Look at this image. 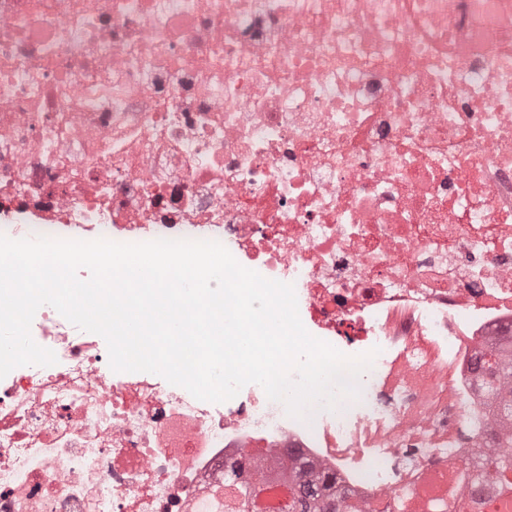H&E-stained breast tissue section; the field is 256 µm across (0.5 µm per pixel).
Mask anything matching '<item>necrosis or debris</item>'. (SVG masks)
I'll return each mask as SVG.
<instances>
[{
	"instance_id": "4bbe7bcc",
	"label": "necrosis or debris",
	"mask_w": 512,
	"mask_h": 512,
	"mask_svg": "<svg viewBox=\"0 0 512 512\" xmlns=\"http://www.w3.org/2000/svg\"><path fill=\"white\" fill-rule=\"evenodd\" d=\"M0 233L210 240L374 352L309 420L116 372L41 306L0 379V512H198L326 483L362 512H488L512 341V0H0ZM483 369L494 382V393L500 398L498 406L500 412L507 420L512 421V391L508 392L506 386L501 389L503 380L506 383L507 379L512 378V350H491L487 359L483 361Z\"/></svg>"
}]
</instances>
